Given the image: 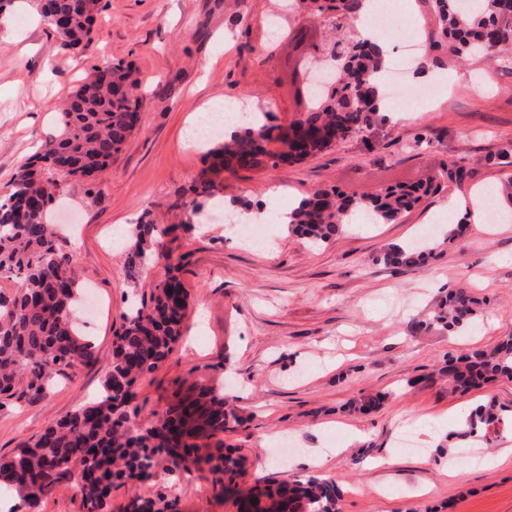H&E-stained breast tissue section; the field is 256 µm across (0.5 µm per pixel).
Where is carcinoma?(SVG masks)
Returning a JSON list of instances; mask_svg holds the SVG:
<instances>
[{
	"label": "carcinoma",
	"instance_id": "obj_1",
	"mask_svg": "<svg viewBox=\"0 0 512 512\" xmlns=\"http://www.w3.org/2000/svg\"><path fill=\"white\" fill-rule=\"evenodd\" d=\"M55 33L59 48H87L101 0H29ZM362 0H298L299 8L327 22L323 50L332 54L329 82L305 83L308 100L301 119L288 126L270 113L254 125L207 145L205 167L195 181L198 198L215 199L216 179L226 171L250 170L314 157L338 141L358 137L386 122L378 106V74L385 70L375 42L353 31ZM434 23L426 37L428 56L460 64L481 56L491 60L512 51V0H422ZM130 65L107 60L94 67L66 101L58 131L41 140L40 151L21 165L0 195V406L15 396L40 398L73 367L97 360L98 350L81 334L75 316L80 302L72 260L59 245L53 211L57 195L72 178L93 181L112 164L138 122L137 80ZM487 161L512 166V139H504ZM469 176L456 161L424 185L390 187L375 194L316 189L285 215L288 233L317 246L333 241L351 215L374 224H392L442 184ZM167 230L144 215L127 243L126 270L134 279L163 265L150 299L140 298L124 316L112 343L111 369L100 396L60 417L37 438L21 443L0 460V483L16 490L28 507L64 483L75 482L86 512H112V487L136 489L159 471L195 469L222 473L232 483L244 469L241 455L224 452V431L242 419L222 392L189 385L152 419L137 426V381L172 354L189 309V294L178 265L159 251ZM442 244H390L381 260L393 267L421 265L441 254ZM486 300L464 288L448 290L415 330L453 334L474 323ZM441 372L455 390L466 391L500 378L512 379V337L490 349L473 350L445 361ZM503 422L488 403L473 410L459 437H487ZM333 480L310 475L288 486L266 484L247 492L249 512H341ZM122 512H179L177 499L129 496Z\"/></svg>",
	"mask_w": 512,
	"mask_h": 512
}]
</instances>
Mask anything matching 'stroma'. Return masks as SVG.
<instances>
[{
    "label": "stroma",
    "instance_id": "stroma-1",
    "mask_svg": "<svg viewBox=\"0 0 512 512\" xmlns=\"http://www.w3.org/2000/svg\"><path fill=\"white\" fill-rule=\"evenodd\" d=\"M283 2L101 0L91 45L71 53L60 52L34 17L0 29V193L94 66L125 61L141 82L138 124L103 173L102 193L71 182L59 212L61 247L100 300L98 312L78 310L99 358L77 365L73 380L45 398L0 407V457L101 391L128 297L150 294L159 279L151 270L130 280L126 253L112 244L146 212L170 229L160 248L180 262L190 306L172 354L136 385L137 423L183 384L207 386L236 398L242 423L225 431L224 442L246 459L239 488L320 474L336 480L342 512H512V423L487 444L455 440L456 452L475 457L458 479L449 477L440 446L477 405L491 401L512 415V379L461 393L438 372L447 356L512 336V221L469 226L459 246L425 266L395 269L378 260L384 245L409 243L425 228L442 238L465 219L447 207L449 195L468 198L506 176L484 158L512 138V59L429 64L440 94L408 120L299 164L225 173L223 200L270 219L273 250L265 253L226 235L224 221L185 224L204 161L184 137L202 108L237 103L282 124L305 108L295 91L307 58L287 25H302L310 41L324 29L307 16H283ZM423 129L431 144H415ZM453 160L471 176L445 184L396 223L360 224L316 248L275 221L314 189L360 194L424 182ZM273 186L278 195H270ZM456 287L486 298L478 320L454 334L417 333L415 317ZM376 393L388 396L376 412L348 411L350 400ZM269 436L292 445L264 455L259 442ZM486 456L498 464L485 466ZM306 457L311 465H303ZM139 492L176 497L179 512H237L223 475L207 471L162 472Z\"/></svg>",
    "mask_w": 512,
    "mask_h": 512
}]
</instances>
